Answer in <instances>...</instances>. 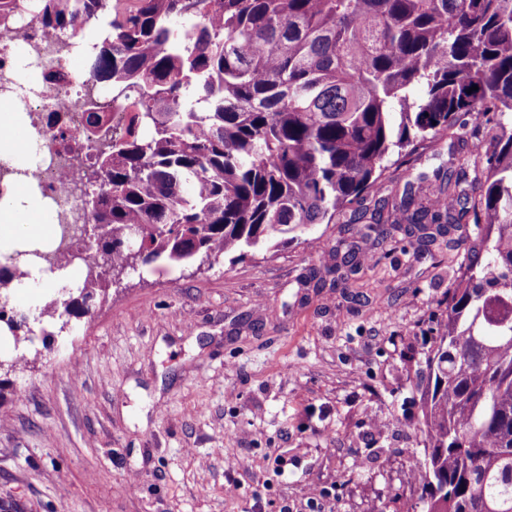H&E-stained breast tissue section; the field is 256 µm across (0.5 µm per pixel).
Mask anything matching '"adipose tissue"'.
<instances>
[{
	"label": "adipose tissue",
	"mask_w": 512,
	"mask_h": 512,
	"mask_svg": "<svg viewBox=\"0 0 512 512\" xmlns=\"http://www.w3.org/2000/svg\"><path fill=\"white\" fill-rule=\"evenodd\" d=\"M0 130L13 137L10 143H0V157L16 167L29 168L36 143L22 113L1 111ZM51 234L50 217L33 194L32 180L16 182L0 192V251L18 239L45 241Z\"/></svg>",
	"instance_id": "adipose-tissue-1"
}]
</instances>
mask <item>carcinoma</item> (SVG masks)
I'll return each instance as SVG.
<instances>
[{"label":"carcinoma","mask_w":512,"mask_h":512,"mask_svg":"<svg viewBox=\"0 0 512 512\" xmlns=\"http://www.w3.org/2000/svg\"><path fill=\"white\" fill-rule=\"evenodd\" d=\"M26 12L98 28L89 69L127 101L83 197L95 264L43 313L106 296L111 272L234 263L348 209L361 238L446 237L466 262L424 354L410 509L512 512V0H0V25ZM444 137L459 157L414 174ZM331 251L345 288L363 261ZM20 256L0 254V292Z\"/></svg>","instance_id":"1"}]
</instances>
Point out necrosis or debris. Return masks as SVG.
<instances>
[{
  "instance_id": "1",
  "label": "necrosis or debris",
  "mask_w": 512,
  "mask_h": 512,
  "mask_svg": "<svg viewBox=\"0 0 512 512\" xmlns=\"http://www.w3.org/2000/svg\"><path fill=\"white\" fill-rule=\"evenodd\" d=\"M82 40L79 34H50L28 15L0 33V88L42 126L33 162L39 198L53 224L73 227L86 222L80 189L92 146L87 96L101 102L103 125L117 127L125 118L122 104L87 69H70V61L82 55Z\"/></svg>"
}]
</instances>
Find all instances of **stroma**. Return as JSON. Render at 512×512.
I'll use <instances>...</instances> for the list:
<instances>
[{
    "instance_id": "35a3bbf8",
    "label": "stroma",
    "mask_w": 512,
    "mask_h": 512,
    "mask_svg": "<svg viewBox=\"0 0 512 512\" xmlns=\"http://www.w3.org/2000/svg\"><path fill=\"white\" fill-rule=\"evenodd\" d=\"M336 224L231 265L128 269L0 343V512H404L448 247L317 287ZM284 459L277 472L275 459Z\"/></svg>"
}]
</instances>
